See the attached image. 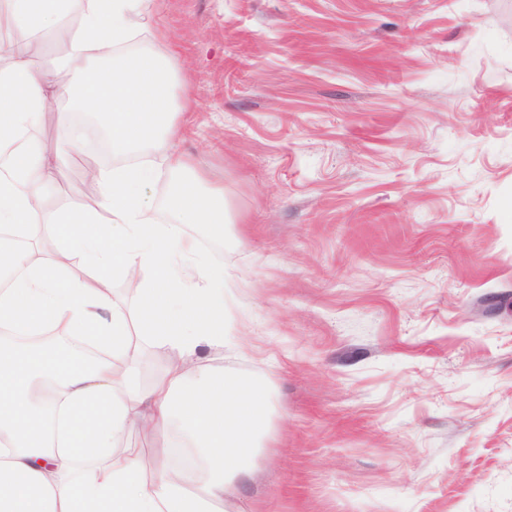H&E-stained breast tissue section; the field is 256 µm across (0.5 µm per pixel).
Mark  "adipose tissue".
<instances>
[{
  "label": "adipose tissue",
  "instance_id": "adipose-tissue-1",
  "mask_svg": "<svg viewBox=\"0 0 512 512\" xmlns=\"http://www.w3.org/2000/svg\"><path fill=\"white\" fill-rule=\"evenodd\" d=\"M23 39L0 44V512H224V492L267 433L271 398L259 382L200 361L224 346V272L183 230L224 228V190L172 144L175 53L122 54L145 0H85L66 25L61 0H0ZM52 33L68 49L53 72L31 70L33 41ZM105 115L113 153L146 159L93 171L95 206L53 201L76 130L47 147L38 130L60 100ZM181 170L169 207L179 221L154 223L145 186ZM133 284L135 303L112 300L111 280ZM62 331L109 357L85 367L72 355L35 350L21 336ZM167 355L143 384L136 345ZM168 433L167 448L192 460L144 473L132 432Z\"/></svg>",
  "mask_w": 512,
  "mask_h": 512
}]
</instances>
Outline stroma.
Listing matches in <instances>:
<instances>
[{
    "mask_svg": "<svg viewBox=\"0 0 512 512\" xmlns=\"http://www.w3.org/2000/svg\"><path fill=\"white\" fill-rule=\"evenodd\" d=\"M223 186L224 350L270 434L224 512H512V0H152Z\"/></svg>",
    "mask_w": 512,
    "mask_h": 512,
    "instance_id": "1",
    "label": "stroma"
}]
</instances>
